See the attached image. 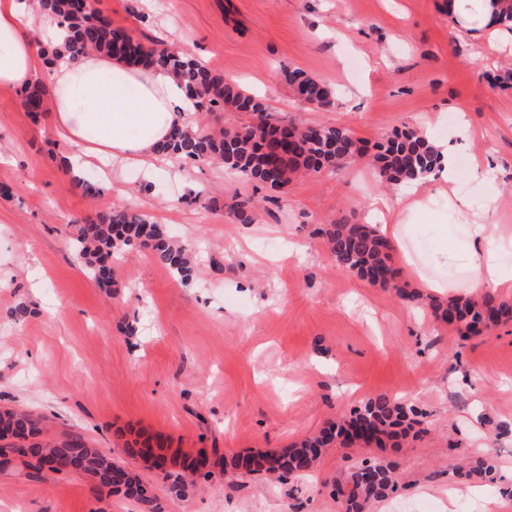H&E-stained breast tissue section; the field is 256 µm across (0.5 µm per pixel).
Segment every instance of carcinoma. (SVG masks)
<instances>
[{
  "instance_id": "carcinoma-1",
  "label": "carcinoma",
  "mask_w": 512,
  "mask_h": 512,
  "mask_svg": "<svg viewBox=\"0 0 512 512\" xmlns=\"http://www.w3.org/2000/svg\"><path fill=\"white\" fill-rule=\"evenodd\" d=\"M39 11L50 12L65 27L66 40L44 51L45 63L53 62L61 53L78 59L94 52L118 61L158 67L170 71L185 84L195 97L197 111L220 112L226 108L251 112L265 117L267 124L258 136L237 130L215 133L197 124L177 128L162 146L170 156L192 161L218 160L224 169L270 189L288 185L290 175L300 169L311 173L333 171L349 159L362 155L350 130L344 126L298 128L286 125L287 137L278 132L274 115L267 103L235 83L224 78L199 60L168 48L147 47L128 32L112 27V22L89 5L81 8L75 0H34ZM300 99L317 101L325 106L332 102V91L324 83L306 75L298 68L281 72ZM46 92L34 86L25 93L28 112L36 116L47 111ZM379 176L397 184L433 171L438 155L427 140L413 130L401 131L379 145L375 156ZM255 200L235 201L230 210L242 224L253 221ZM328 247L336 263L382 288H391L405 300L416 299L415 292L396 284L395 272L389 260L391 245L367 224H353L340 219L325 230ZM147 248L154 259L188 282L194 275V264L188 247L169 238L150 216L125 206L99 210L81 219L73 249L85 269L97 281L112 279V255L127 248ZM441 317L450 323H461L466 333L477 334L488 319L500 325L512 321V301L487 292L477 299L452 301L446 308L433 305ZM418 416L412 405L399 398L379 394L348 417L331 423L319 433L307 436L293 445L258 454L239 455L232 468L243 474L264 473L279 478L304 476L315 470L323 453L337 442L354 441L351 428L369 432L363 438L379 447L386 441L400 446L408 436L406 421ZM0 426L19 429L31 442L24 445H0V465L21 461L24 468L40 475L45 471L60 474L69 471L74 450H79L81 473L88 475L100 489L134 500L140 512H163L157 495L145 481L140 470L127 461H119L102 449L89 444L82 436L71 434L62 440L46 437L45 417L24 410L0 411ZM54 466L47 469L45 463ZM198 473L191 455L174 456L161 476L170 491L180 497L194 493L196 484L191 476ZM464 478L477 477L491 484L497 481V466L491 456L457 467ZM397 475L388 464L364 460L342 479L334 481L332 496L344 504L345 512H363L372 501L386 499L395 490Z\"/></svg>"
}]
</instances>
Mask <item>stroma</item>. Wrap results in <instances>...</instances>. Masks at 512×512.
<instances>
[{"label": "stroma", "instance_id": "1", "mask_svg": "<svg viewBox=\"0 0 512 512\" xmlns=\"http://www.w3.org/2000/svg\"><path fill=\"white\" fill-rule=\"evenodd\" d=\"M143 43L205 60L304 126L341 125L364 150L332 174L274 191L207 161L127 168L97 196L71 183L73 149L32 116L23 92L0 87V407L52 418L50 437L75 432L125 459L137 436L205 451L201 491L170 495L144 469L163 512H345L330 480L363 459L393 463L398 485L367 512H485L497 488L459 478L461 460L493 456L512 473V322L466 339L436 315L434 293L412 301L336 264L329 224L366 221L364 202L394 196L369 162L394 132L432 122L445 138L459 114L473 136L457 155L474 211L499 199L512 233V41L465 29L448 0H94ZM335 93L331 106L297 100L283 68ZM489 157L495 181L469 173ZM192 246L184 282L136 248L98 284L72 249L76 219L123 202ZM254 196L239 223L234 194ZM423 412L420 437L397 448L332 447L306 478L243 475L231 460L281 448L379 393ZM0 512H139L80 473L26 476L0 465Z\"/></svg>", "mask_w": 512, "mask_h": 512}]
</instances>
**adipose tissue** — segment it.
<instances>
[{"instance_id":"adipose-tissue-1","label":"adipose tissue","mask_w":512,"mask_h":512,"mask_svg":"<svg viewBox=\"0 0 512 512\" xmlns=\"http://www.w3.org/2000/svg\"><path fill=\"white\" fill-rule=\"evenodd\" d=\"M57 18L34 10L30 0H0V86L24 89L37 82L52 88V114L60 135L86 163L105 175L115 167H152L159 144L174 127L189 124L194 110L186 88L171 73L104 56L73 61L69 55L44 65L40 45L61 44ZM439 160L429 175L403 182L391 199L370 202L381 219L377 232L395 243L421 287L444 294L449 266L460 267L471 292L512 288V265L498 257L495 227L468 221L471 204L458 185L461 172L447 140L432 142ZM454 211L464 222L461 245H449L437 215Z\"/></svg>"}]
</instances>
